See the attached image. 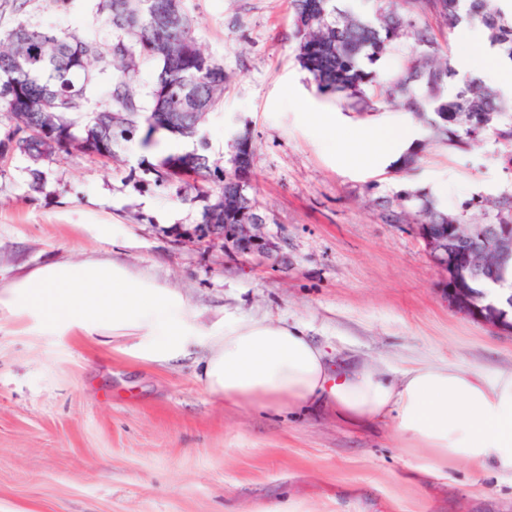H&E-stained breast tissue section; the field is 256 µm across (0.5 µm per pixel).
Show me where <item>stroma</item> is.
Returning a JSON list of instances; mask_svg holds the SVG:
<instances>
[{"instance_id":"stroma-1","label":"stroma","mask_w":512,"mask_h":512,"mask_svg":"<svg viewBox=\"0 0 512 512\" xmlns=\"http://www.w3.org/2000/svg\"><path fill=\"white\" fill-rule=\"evenodd\" d=\"M201 49L224 67V100L200 153L229 168L250 132L248 188L279 248L264 263L211 251L190 234L218 189L158 181L138 140L111 161L79 152L0 159V270L62 257L120 258L180 290L205 316L224 310L303 324L337 363L388 376L413 362L512 369V334L459 311L424 242L401 222L400 190L443 191L452 210L508 176L493 148L429 143L412 169L346 168L322 149L314 113L348 127L396 118L318 92L296 60L291 0H187ZM19 23L113 40L95 0H0ZM386 427L327 414L230 407L196 378V359L144 364L80 336L0 327V512H512V477L473 481L468 464L435 480Z\"/></svg>"}]
</instances>
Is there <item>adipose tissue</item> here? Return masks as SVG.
<instances>
[{"mask_svg":"<svg viewBox=\"0 0 512 512\" xmlns=\"http://www.w3.org/2000/svg\"><path fill=\"white\" fill-rule=\"evenodd\" d=\"M455 66L473 54L485 79L512 95V65L476 26H463ZM327 151L354 163L401 162L420 138L414 117L341 136L329 112L316 115ZM0 315L38 336H87L143 362L168 366L202 349L199 381L229 406L330 412L347 423L390 425L413 449V470L433 479L463 461L474 476L512 474V370L488 377L415 362L392 378L369 363L332 366L304 328L220 313L203 321L180 291L115 259L64 258L0 281Z\"/></svg>","mask_w":512,"mask_h":512,"instance_id":"ef3b65f1","label":"adipose tissue"}]
</instances>
